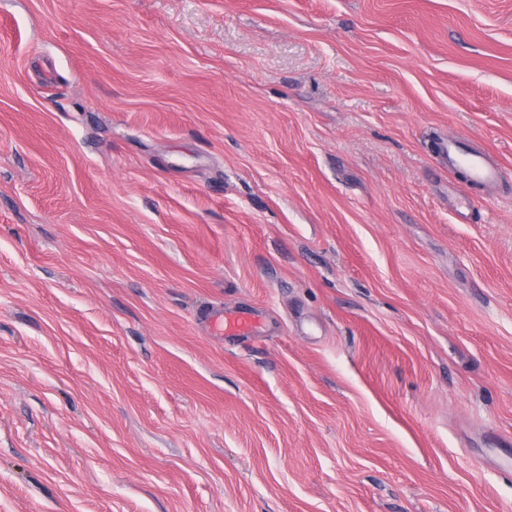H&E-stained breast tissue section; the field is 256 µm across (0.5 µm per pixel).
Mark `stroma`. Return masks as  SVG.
Returning a JSON list of instances; mask_svg holds the SVG:
<instances>
[{
  "instance_id": "1",
  "label": "stroma",
  "mask_w": 512,
  "mask_h": 512,
  "mask_svg": "<svg viewBox=\"0 0 512 512\" xmlns=\"http://www.w3.org/2000/svg\"><path fill=\"white\" fill-rule=\"evenodd\" d=\"M0 512H512V0H0ZM441 150L449 167L465 166L470 181L481 185H492L498 181V167L489 165L482 153L470 151L462 154L454 141H445ZM217 334H233L236 336H249L252 333V321L244 316L230 315L217 316L211 323Z\"/></svg>"
}]
</instances>
